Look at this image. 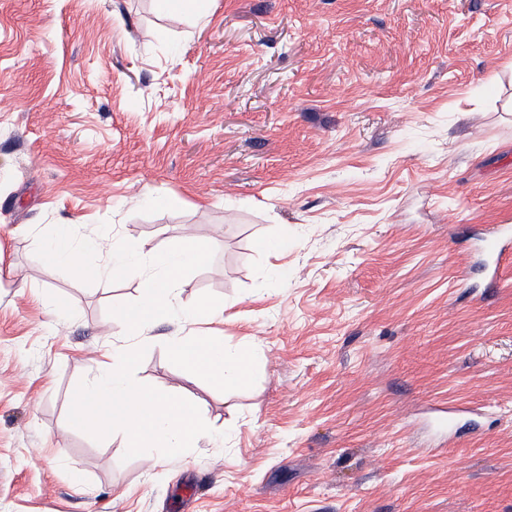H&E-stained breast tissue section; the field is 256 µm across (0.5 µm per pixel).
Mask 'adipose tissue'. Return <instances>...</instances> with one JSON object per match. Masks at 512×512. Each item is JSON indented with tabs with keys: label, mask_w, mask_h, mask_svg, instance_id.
Here are the masks:
<instances>
[{
	"label": "adipose tissue",
	"mask_w": 512,
	"mask_h": 512,
	"mask_svg": "<svg viewBox=\"0 0 512 512\" xmlns=\"http://www.w3.org/2000/svg\"><path fill=\"white\" fill-rule=\"evenodd\" d=\"M168 353L192 376L218 385L239 387L250 380L246 353L226 348L213 336L174 338ZM136 359L134 347H114L109 360L76 391L74 420L93 432L120 426L126 448L135 453L152 448L181 452L197 447L205 429L196 406L185 398L137 384L131 376Z\"/></svg>",
	"instance_id": "obj_1"
}]
</instances>
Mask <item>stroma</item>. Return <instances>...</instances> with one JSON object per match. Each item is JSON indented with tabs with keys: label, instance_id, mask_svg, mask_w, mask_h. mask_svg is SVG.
Masks as SVG:
<instances>
[{
	"label": "stroma",
	"instance_id": "obj_1",
	"mask_svg": "<svg viewBox=\"0 0 512 512\" xmlns=\"http://www.w3.org/2000/svg\"><path fill=\"white\" fill-rule=\"evenodd\" d=\"M207 10L0 0V512H512V258L482 274L485 230L512 225V0ZM104 223L208 242L180 301L223 314L125 335L108 309L138 275L88 285L35 254ZM196 330L249 351V386L170 359ZM115 344L224 442L138 455L75 426Z\"/></svg>",
	"mask_w": 512,
	"mask_h": 512
}]
</instances>
